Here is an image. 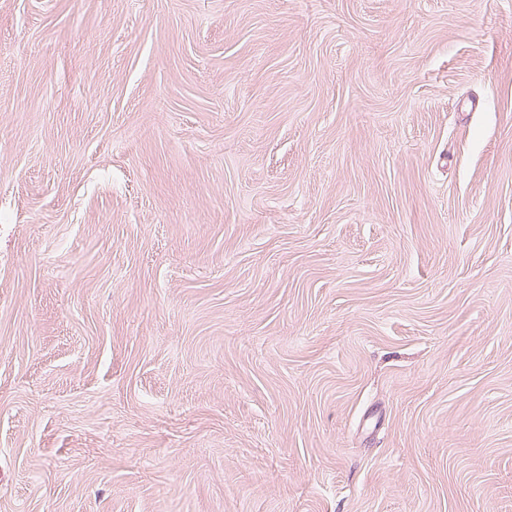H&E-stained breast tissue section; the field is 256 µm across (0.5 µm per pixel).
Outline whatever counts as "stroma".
I'll return each mask as SVG.
<instances>
[{"mask_svg": "<svg viewBox=\"0 0 512 512\" xmlns=\"http://www.w3.org/2000/svg\"><path fill=\"white\" fill-rule=\"evenodd\" d=\"M0 512H512V0H0Z\"/></svg>", "mask_w": 512, "mask_h": 512, "instance_id": "stroma-1", "label": "stroma"}]
</instances>
